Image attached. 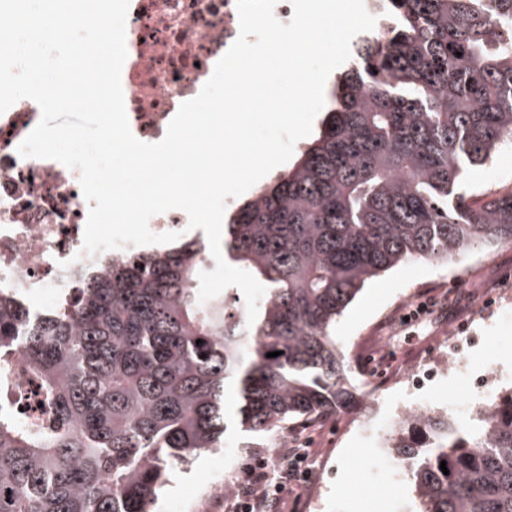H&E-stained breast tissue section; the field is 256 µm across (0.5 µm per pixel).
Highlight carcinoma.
<instances>
[{
    "label": "carcinoma",
    "instance_id": "1",
    "mask_svg": "<svg viewBox=\"0 0 512 512\" xmlns=\"http://www.w3.org/2000/svg\"><path fill=\"white\" fill-rule=\"evenodd\" d=\"M496 26L512 0H384L316 137L224 225V259L265 286L252 326L233 286L199 303L198 240L116 262L42 314L0 294V363L22 356L41 403L22 417L25 390L0 380V512H153L168 467L232 427L355 405L331 327L365 283L512 243V191L462 189L512 136ZM492 408L465 433L436 412L391 439L420 512H512V391Z\"/></svg>",
    "mask_w": 512,
    "mask_h": 512
}]
</instances>
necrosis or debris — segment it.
Here are the masks:
<instances>
[{"mask_svg":"<svg viewBox=\"0 0 512 512\" xmlns=\"http://www.w3.org/2000/svg\"><path fill=\"white\" fill-rule=\"evenodd\" d=\"M239 36L236 0H130L127 58L121 83L134 136L161 141L180 105L198 95ZM41 119L38 104L18 100L0 114V289L33 313L60 304L76 279L103 275L113 262L138 255L135 246L91 256L83 251L89 203L79 173L52 159L23 158L18 145ZM468 322L449 329L418 362L390 371L383 351L364 359L372 376L391 374L410 394L398 419L432 411L416 393L429 381L463 369Z\"/></svg>","mask_w":512,"mask_h":512,"instance_id":"1","label":"necrosis or debris"}]
</instances>
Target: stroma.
<instances>
[{
  "label": "stroma",
  "mask_w": 512,
  "mask_h": 512,
  "mask_svg": "<svg viewBox=\"0 0 512 512\" xmlns=\"http://www.w3.org/2000/svg\"><path fill=\"white\" fill-rule=\"evenodd\" d=\"M474 261L450 267L434 261L408 262L368 281L353 302L336 320L334 334L344 353L352 382H359L363 367L358 347L370 345L376 326L387 309L410 293L441 300L442 314L434 322L413 328L401 337L396 348L400 363L412 361L435 335L438 327L469 320L481 310L480 338L466 355L462 373L435 381L426 396L441 410H453L460 430L469 421L463 405L475 395L476 377L494 373L503 390L512 389V301L507 315L494 311L489 295L500 288L501 278L512 279V244L474 248ZM389 452L369 431L351 434L328 463L322 476V492L314 512H418L419 502L407 478L393 479L385 462ZM215 454L201 452L191 463L171 469L160 501L177 500L182 512H228L229 498L219 485Z\"/></svg>",
  "instance_id": "stroma-1"
}]
</instances>
